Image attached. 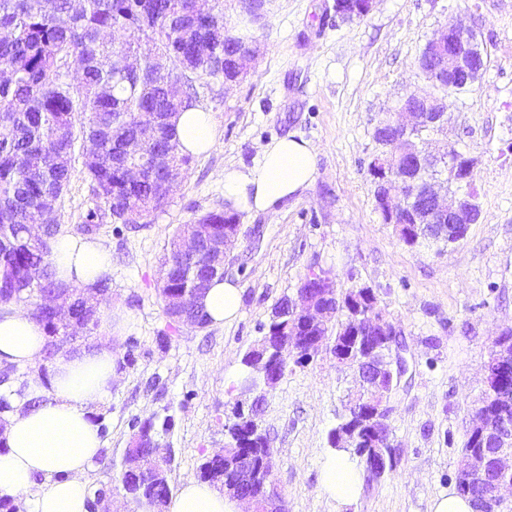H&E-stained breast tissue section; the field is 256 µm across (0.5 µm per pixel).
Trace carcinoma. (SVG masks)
<instances>
[{"label": "carcinoma", "instance_id": "carcinoma-1", "mask_svg": "<svg viewBox=\"0 0 512 512\" xmlns=\"http://www.w3.org/2000/svg\"><path fill=\"white\" fill-rule=\"evenodd\" d=\"M221 0L210 10H199L196 0H0V304L28 300L35 321L46 336H62L50 309L38 305L40 294L62 291L74 301V317L87 333L98 327V317L83 314L82 290L55 279L52 240L58 233L59 209L73 177L76 146H82V173L95 204L83 218L87 227L100 224H139L165 211L170 203L163 188L169 170L184 169L193 154L182 152L174 133V118L194 106L185 90L175 92L170 66L200 77L233 76L231 62L245 43L224 32ZM127 31L130 38L115 43L112 31ZM419 70L431 81H448L437 70L433 48L424 45ZM135 112H155L158 133L144 137L134 121ZM142 167L139 180L127 178V167ZM401 185H421L442 176L448 189L459 182L445 162L423 167L392 163ZM417 207L406 205L396 222L407 225L408 246L430 247L448 242L415 228ZM45 223L34 238L27 224L34 215ZM234 211L215 209L200 216L198 224H233ZM180 232L167 243L161 264L163 284L180 280ZM283 304L272 310L267 332H283L289 314ZM354 312L342 299L323 336L335 349L348 351L355 361L365 355L362 343L350 336ZM350 402L336 413L337 424L328 441L338 451L357 458L372 441L368 427H358L353 440L343 445L334 435L351 425ZM139 446L128 448L124 459L136 461L150 452L170 430L169 420L135 422ZM247 447L266 448L259 423L242 435ZM200 477L215 488L224 482V460L205 458ZM129 498L156 512L171 503L169 484L159 485L140 473L123 475Z\"/></svg>", "mask_w": 512, "mask_h": 512}]
</instances>
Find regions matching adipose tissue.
Instances as JSON below:
<instances>
[{
  "label": "adipose tissue",
  "instance_id": "adipose-tissue-1",
  "mask_svg": "<svg viewBox=\"0 0 512 512\" xmlns=\"http://www.w3.org/2000/svg\"><path fill=\"white\" fill-rule=\"evenodd\" d=\"M183 151L212 149L211 113L192 107L176 122ZM317 150L309 141L285 136L264 143L253 168L224 170V199L229 208L275 216L278 205L309 186L316 173ZM53 268L60 282L87 289L111 265L109 251L99 241L57 235ZM204 309L212 323L236 318L242 305L240 288L217 281L207 291ZM101 334L77 353L59 358L47 379L28 383L27 398H41L36 408H16L0 426V495L31 504L30 512H88L87 470L100 453L99 431L90 410L109 392L117 373L113 342L120 330L112 312L100 310ZM47 338L23 306H0V364L27 367L40 361ZM361 470L349 453L329 455L320 471V489L347 503L356 498ZM170 512H239L237 502L205 482L186 480Z\"/></svg>",
  "mask_w": 512,
  "mask_h": 512
}]
</instances>
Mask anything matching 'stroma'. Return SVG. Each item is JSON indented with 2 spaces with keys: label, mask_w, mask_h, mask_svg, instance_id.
Instances as JSON below:
<instances>
[{
  "label": "stroma",
  "mask_w": 512,
  "mask_h": 512,
  "mask_svg": "<svg viewBox=\"0 0 512 512\" xmlns=\"http://www.w3.org/2000/svg\"><path fill=\"white\" fill-rule=\"evenodd\" d=\"M333 5L272 0L259 25L237 0H223L225 31L261 52L233 88L220 78L193 84L197 105L214 117L213 149L194 157L165 212L96 231L112 256L109 304L132 320L115 351L119 378L91 412L102 451L88 472L90 489L119 476L134 422L152 416L172 423L171 490L199 478L204 458L223 447L225 418L240 397L229 375L241 374L272 309L296 297L315 269L337 288L373 289L400 331L408 370L390 398L393 472L339 504L321 494L318 471L353 373L326 352L308 366L288 365L258 416L286 512H429L433 497L456 491L482 366L512 327V0H375L353 20L337 17ZM454 21L477 32L486 65L469 90L446 95L438 139L473 159L481 218L460 243L412 248L383 223L367 164L388 110L407 92L431 91L418 57L434 30ZM288 134L317 147L315 179L277 218L241 213L224 262L225 278L242 290L239 316L171 329L159 294L168 240L223 207L226 166L251 168L260 144ZM90 203L88 182L74 174L61 230L80 234Z\"/></svg>",
  "instance_id": "1"
}]
</instances>
